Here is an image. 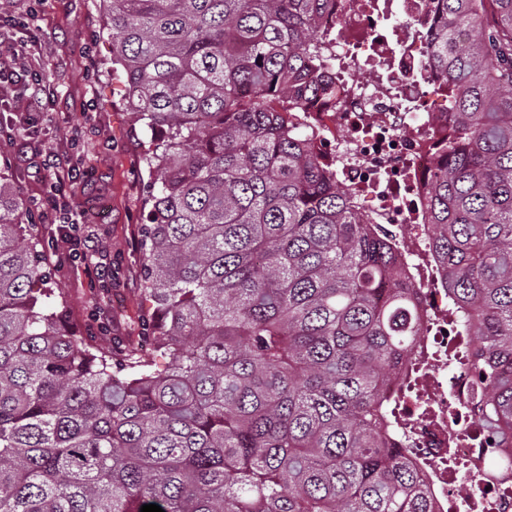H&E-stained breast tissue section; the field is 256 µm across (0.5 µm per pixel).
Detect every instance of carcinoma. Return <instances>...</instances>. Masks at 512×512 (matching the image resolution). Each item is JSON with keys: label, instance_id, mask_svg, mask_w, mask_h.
I'll return each mask as SVG.
<instances>
[{"label": "carcinoma", "instance_id": "obj_1", "mask_svg": "<svg viewBox=\"0 0 512 512\" xmlns=\"http://www.w3.org/2000/svg\"><path fill=\"white\" fill-rule=\"evenodd\" d=\"M150 131L143 337L62 322L0 171V512H434L382 412L418 334L388 232L292 129L329 0H102ZM455 108L429 193L492 438L512 437V0H436ZM165 360L162 369L155 359Z\"/></svg>", "mask_w": 512, "mask_h": 512}]
</instances>
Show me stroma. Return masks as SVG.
Segmentation results:
<instances>
[{
    "label": "stroma",
    "instance_id": "obj_1",
    "mask_svg": "<svg viewBox=\"0 0 512 512\" xmlns=\"http://www.w3.org/2000/svg\"><path fill=\"white\" fill-rule=\"evenodd\" d=\"M0 27L19 41L35 34L41 47L32 65L51 77L42 109L29 111L26 100L12 97L8 112L0 114L6 121L26 111L34 121L28 160H18L14 135L0 134V168L34 202L47 198L51 187L46 159L68 151L74 181L61 202L81 209L82 223L73 236L54 238L45 263L70 328L107 351L116 338L135 344L153 311L141 292L139 252L147 138L127 108L124 78L112 70L100 0H0ZM74 247L100 262L103 280L90 281L83 270L60 263V255Z\"/></svg>",
    "mask_w": 512,
    "mask_h": 512
}]
</instances>
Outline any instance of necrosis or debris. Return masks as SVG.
<instances>
[{"mask_svg": "<svg viewBox=\"0 0 512 512\" xmlns=\"http://www.w3.org/2000/svg\"><path fill=\"white\" fill-rule=\"evenodd\" d=\"M433 0H336L322 21L331 92L292 114L353 209L396 239L421 294L422 372L405 362L390 385L392 436L420 470L436 512H512V447L488 451L473 382L457 354L460 312L441 285L427 222L436 161L448 149L453 107L429 63ZM367 79H360V72Z\"/></svg>", "mask_w": 512, "mask_h": 512, "instance_id": "4bbe7bcc", "label": "necrosis or debris"}]
</instances>
